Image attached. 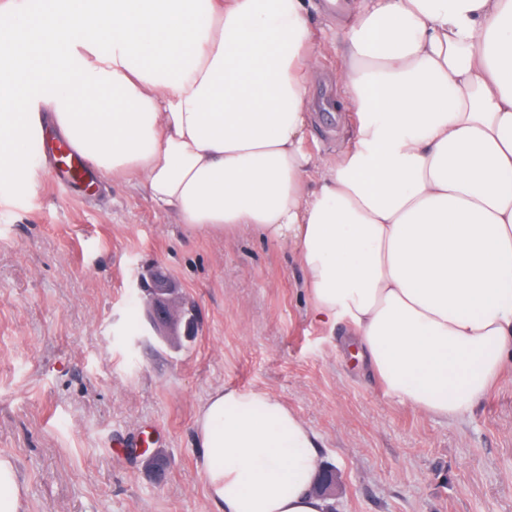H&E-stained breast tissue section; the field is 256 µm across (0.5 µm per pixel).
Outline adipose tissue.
<instances>
[{
	"instance_id": "obj_1",
	"label": "adipose tissue",
	"mask_w": 512,
	"mask_h": 512,
	"mask_svg": "<svg viewBox=\"0 0 512 512\" xmlns=\"http://www.w3.org/2000/svg\"><path fill=\"white\" fill-rule=\"evenodd\" d=\"M311 0H54L0 52V185L46 126L190 231L297 250L398 404L466 417L512 364V0H328L352 147L311 180ZM219 512H327L315 432L265 392L201 405Z\"/></svg>"
}]
</instances>
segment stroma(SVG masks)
<instances>
[{"label": "stroma", "mask_w": 512, "mask_h": 512, "mask_svg": "<svg viewBox=\"0 0 512 512\" xmlns=\"http://www.w3.org/2000/svg\"><path fill=\"white\" fill-rule=\"evenodd\" d=\"M324 2L308 142L323 163L357 122L336 84L347 18ZM152 265L196 307L182 347L144 329ZM220 387L268 392L313 429L336 512H512L511 365L466 419L423 417L385 395L345 325L314 321L291 244L186 231L107 177L63 187L43 167L0 187V456L20 512H217L195 418Z\"/></svg>", "instance_id": "35a3bbf8"}]
</instances>
